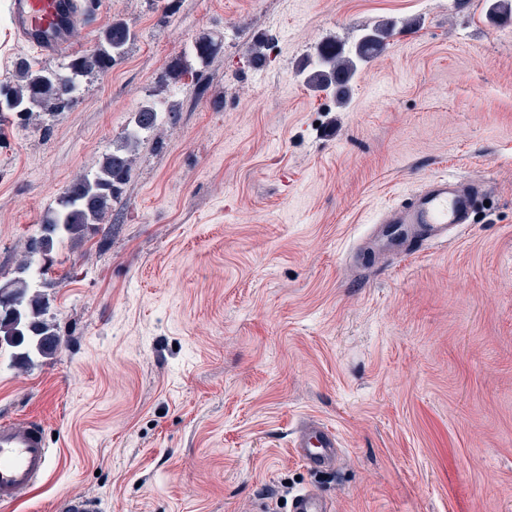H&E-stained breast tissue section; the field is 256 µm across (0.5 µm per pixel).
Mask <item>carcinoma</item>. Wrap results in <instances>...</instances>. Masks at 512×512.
Here are the masks:
<instances>
[{
    "mask_svg": "<svg viewBox=\"0 0 512 512\" xmlns=\"http://www.w3.org/2000/svg\"><path fill=\"white\" fill-rule=\"evenodd\" d=\"M395 24L383 21L365 33L348 51L342 45L327 42L302 69L304 83L312 89H334L338 102L345 103V88L357 75L362 63L377 55ZM134 39L130 26L116 21L106 31L94 52L77 56L53 68L40 67L25 57L15 63L13 78L0 83V98L14 103L13 115L20 121L35 119L44 112L64 111L73 98L66 88H81L89 75L106 71L123 58ZM168 111L165 102L146 103L135 117V126L126 130L121 148L105 154L90 170L78 177L59 196L39 224L37 234L25 243L22 259L14 276L0 282V354L26 369L44 359H51L62 345L59 324L49 315L50 299L45 289L54 286L48 271L35 268L38 252L52 253L57 242L78 239L110 211L125 184L133 156L142 134L152 131L161 114Z\"/></svg>",
    "mask_w": 512,
    "mask_h": 512,
    "instance_id": "cac0c4a2",
    "label": "carcinoma"
}]
</instances>
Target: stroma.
<instances>
[{
	"instance_id": "obj_1",
	"label": "stroma",
	"mask_w": 512,
	"mask_h": 512,
	"mask_svg": "<svg viewBox=\"0 0 512 512\" xmlns=\"http://www.w3.org/2000/svg\"><path fill=\"white\" fill-rule=\"evenodd\" d=\"M80 2L72 55L117 20L135 38L63 114L0 121V280L142 104L173 110L111 213L52 254L69 344L29 369L0 357V419L54 435L51 470L0 512H289L308 488L329 512H512V18L486 0ZM7 4L0 81L22 56L58 65ZM409 19L345 104L305 86L322 42ZM442 172L483 181L475 223L384 266L373 219ZM308 419L341 441L321 477L293 448Z\"/></svg>"
}]
</instances>
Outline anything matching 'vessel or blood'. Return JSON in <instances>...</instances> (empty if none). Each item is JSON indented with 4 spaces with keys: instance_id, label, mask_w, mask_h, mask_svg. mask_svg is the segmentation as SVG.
<instances>
[{
    "instance_id": "vessel-or-blood-1",
    "label": "vessel or blood",
    "mask_w": 512,
    "mask_h": 512,
    "mask_svg": "<svg viewBox=\"0 0 512 512\" xmlns=\"http://www.w3.org/2000/svg\"><path fill=\"white\" fill-rule=\"evenodd\" d=\"M78 0H10L9 22L15 34L46 55L71 47V33L82 22ZM482 184L454 174L431 176L408 201L384 208L379 223L411 226L412 236L386 241L389 262L416 253L425 242L447 237L453 229L475 221ZM339 437L320 422L306 424L294 450L308 470L333 463ZM51 466V450L42 424L13 419L0 421V506L19 501L33 491ZM289 512H327V503L313 489L293 496Z\"/></svg>"
}]
</instances>
